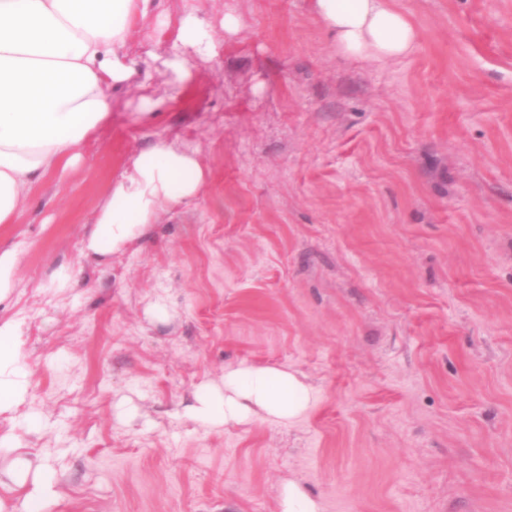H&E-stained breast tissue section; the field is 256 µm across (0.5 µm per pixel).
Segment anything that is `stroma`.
I'll list each match as a JSON object with an SVG mask.
<instances>
[{"label": "stroma", "instance_id": "1", "mask_svg": "<svg viewBox=\"0 0 512 512\" xmlns=\"http://www.w3.org/2000/svg\"><path fill=\"white\" fill-rule=\"evenodd\" d=\"M190 1L221 59L175 93ZM394 5L419 45L385 65L337 54L310 0H161L138 22L144 88L111 90L80 160L0 224L20 254L0 324L20 323L31 381L0 414L1 500L20 503V457L55 472L42 512H280L290 482L322 512H512V0ZM160 141L196 150L198 195L84 255ZM243 362L293 370L318 405L194 419Z\"/></svg>", "mask_w": 512, "mask_h": 512}]
</instances>
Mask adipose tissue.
I'll use <instances>...</instances> for the list:
<instances>
[{
  "label": "adipose tissue",
  "instance_id": "obj_1",
  "mask_svg": "<svg viewBox=\"0 0 512 512\" xmlns=\"http://www.w3.org/2000/svg\"><path fill=\"white\" fill-rule=\"evenodd\" d=\"M159 0H0V224L14 223L31 187L71 166L107 115L110 88L135 82L124 60L136 20ZM340 55L393 63L410 56L414 25L389 0H312ZM212 26L196 10L181 20L166 68L178 79L192 59L217 58ZM205 173L193 153L157 143L138 152L101 207L83 250L103 256L141 238L157 217L195 197ZM19 323L0 325V412L22 403L30 389L21 357ZM316 392L294 372L240 364L223 389L197 397L191 413L211 424L254 416L292 423L316 404ZM9 476L23 492V512L56 495L54 471L16 460Z\"/></svg>",
  "mask_w": 512,
  "mask_h": 512
}]
</instances>
